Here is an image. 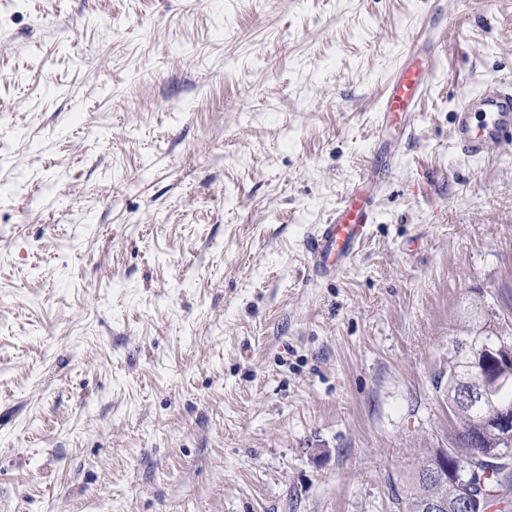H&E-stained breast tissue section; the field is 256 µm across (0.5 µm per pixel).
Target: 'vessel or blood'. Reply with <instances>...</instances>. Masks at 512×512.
Here are the masks:
<instances>
[{"label":"vessel or blood","instance_id":"1","mask_svg":"<svg viewBox=\"0 0 512 512\" xmlns=\"http://www.w3.org/2000/svg\"><path fill=\"white\" fill-rule=\"evenodd\" d=\"M434 49V39H426L417 46L416 58L399 64L380 99L379 125L396 124L401 131H408L416 117L415 108L428 89V69L421 59L433 56ZM454 113L452 140L464 155L480 157L512 142V86L485 83L480 91L463 94ZM393 152L391 144L376 143L363 182L377 183L388 170ZM374 222L370 195L348 190L307 243L313 273L323 278L344 270L367 240Z\"/></svg>","mask_w":512,"mask_h":512}]
</instances>
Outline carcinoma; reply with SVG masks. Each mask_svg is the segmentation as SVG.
Masks as SVG:
<instances>
[{"mask_svg": "<svg viewBox=\"0 0 512 512\" xmlns=\"http://www.w3.org/2000/svg\"><path fill=\"white\" fill-rule=\"evenodd\" d=\"M512 344V334L507 332L496 315L484 309L481 320L463 322L448 347V388H453L470 369V363L477 360L484 347L496 348L502 341ZM512 405V380L500 387L493 395L492 402L478 401L472 405H458L449 409L458 426L448 433L446 440L456 441L449 447L448 464L474 456H508L512 458V437H503L501 426L490 421L491 404ZM439 463L438 450L428 448L418 459V467L406 489L405 497L394 492L392 503L403 512H421V505L429 499H443L451 504L460 498L466 487L461 484L463 475L455 472L439 480H430L427 474ZM484 482L486 489L493 491L491 500L500 505L501 512H512V471L507 474L491 471L488 474L475 472L471 482Z\"/></svg>", "mask_w": 512, "mask_h": 512, "instance_id": "carcinoma-1", "label": "carcinoma"}]
</instances>
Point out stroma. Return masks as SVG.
<instances>
[{
    "label": "stroma",
    "mask_w": 512,
    "mask_h": 512,
    "mask_svg": "<svg viewBox=\"0 0 512 512\" xmlns=\"http://www.w3.org/2000/svg\"><path fill=\"white\" fill-rule=\"evenodd\" d=\"M430 36L369 238L317 278ZM489 80L512 0H0V512H394L467 310L512 331V143L451 138ZM429 68L418 59L403 60L381 96L378 124H398L405 133L415 121V108L427 93Z\"/></svg>",
    "instance_id": "1"
}]
</instances>
